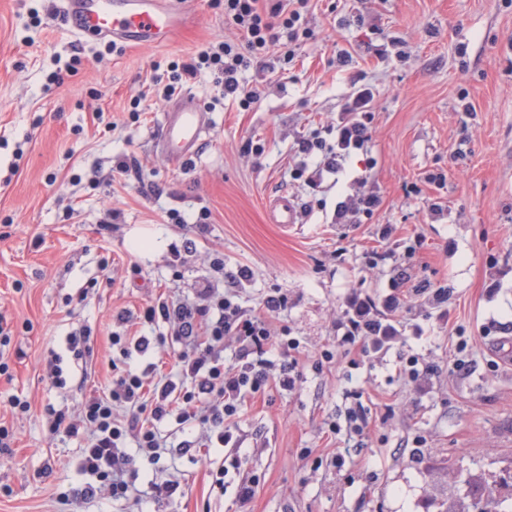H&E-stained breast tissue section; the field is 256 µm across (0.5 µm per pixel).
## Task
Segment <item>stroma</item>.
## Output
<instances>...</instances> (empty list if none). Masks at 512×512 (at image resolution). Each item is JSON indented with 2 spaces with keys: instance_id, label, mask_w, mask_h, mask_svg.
Returning <instances> with one entry per match:
<instances>
[{
  "instance_id": "1",
  "label": "stroma",
  "mask_w": 512,
  "mask_h": 512,
  "mask_svg": "<svg viewBox=\"0 0 512 512\" xmlns=\"http://www.w3.org/2000/svg\"><path fill=\"white\" fill-rule=\"evenodd\" d=\"M59 8L0 0V316L12 334L0 351L9 364L0 424L14 433L0 453V512H137L73 496L82 443L48 438L45 417L51 406L76 409V396L52 387L44 360L69 332L91 328L86 390L106 392L112 335H167L165 323L141 320L143 308L190 295L218 256L225 270L251 271L244 310L287 296L275 325L298 344V379L242 406V465L227 480L257 478L248 508L214 486L221 455L178 454L183 436L166 426L165 475L183 492L147 502L148 512H440L469 475L512 496V0H312L311 35L293 61L242 72L259 91L250 107L223 98L210 74L188 86L210 126L177 165L157 146L170 102L150 85L153 66L239 32L210 0H188L168 42L113 48L75 36ZM361 85L374 94L369 142L320 188L294 179L297 140L329 137ZM120 160L137 171L113 176ZM362 175L379 208L334 223ZM282 193L299 210L286 229L267 208ZM188 238L195 249L173 262V245ZM392 290L397 342L338 346L349 294L379 300ZM325 348L332 360H321ZM412 355L430 369L421 390L398 372ZM12 394L28 412L10 411ZM357 400L358 434L346 423ZM340 448L351 451L341 465Z\"/></svg>"
}]
</instances>
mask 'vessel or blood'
Instances as JSON below:
<instances>
[{
	"instance_id": "1",
	"label": "vessel or blood",
	"mask_w": 512,
	"mask_h": 512,
	"mask_svg": "<svg viewBox=\"0 0 512 512\" xmlns=\"http://www.w3.org/2000/svg\"><path fill=\"white\" fill-rule=\"evenodd\" d=\"M178 0H62L65 22L73 31L91 37H108L113 43H151L170 37L183 23ZM210 122L196 100L184 96L164 113L159 148L171 162L194 154ZM275 223L298 221V208L288 195L269 201Z\"/></svg>"
}]
</instances>
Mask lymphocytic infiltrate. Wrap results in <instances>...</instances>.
<instances>
[{
  "label": "lymphocytic infiltrate",
  "instance_id": "obj_1",
  "mask_svg": "<svg viewBox=\"0 0 512 512\" xmlns=\"http://www.w3.org/2000/svg\"><path fill=\"white\" fill-rule=\"evenodd\" d=\"M224 12L225 21L243 32L241 41H225L189 58L168 64L166 74L153 75V84L162 88L164 98L181 93L201 71H209L222 95L247 106L257 98L255 90L239 81L242 70L264 64L267 57L292 61L290 44L298 40L303 12L309 0H213ZM289 31L280 38L278 28ZM373 93L361 86L345 100L336 122V141L329 144L319 138L299 142L304 156L319 155L316 166L301 164L298 175L307 185L320 186L324 177L339 173L352 151L361 149L369 139V114ZM356 189L336 208V221L355 223L358 215H370L380 205L378 193L368 185L367 177L357 178ZM212 266L221 279L206 280L194 287L190 296L161 301L148 306L146 322L163 321L170 337L130 338L114 335L120 363L107 393L81 399L76 412L48 409L46 433L55 437L64 433L83 441L79 469L89 480L77 488V496L89 498L105 490L112 499L142 503L144 499H167L180 488L179 481L153 478L147 489H139L132 474L143 466H156L162 459L166 442L160 426L176 425L185 433L179 449L194 448L196 432H204L209 447L237 450L236 427L246 395L265 393L276 386L287 391L297 380V362L289 355L294 344L274 328V316L285 304L280 295L263 298L260 310L249 313L239 304V286L250 277L247 268L228 272L224 261L214 258ZM399 306L396 295L383 301L353 293L337 319L339 345L357 346L366 342L380 345L399 337L398 328L388 315ZM175 340L180 349L173 354L170 375L154 383L152 397H145L152 366L135 362V355H146L154 346ZM233 344L232 363L224 361V347Z\"/></svg>",
  "mask_w": 512,
  "mask_h": 512
}]
</instances>
